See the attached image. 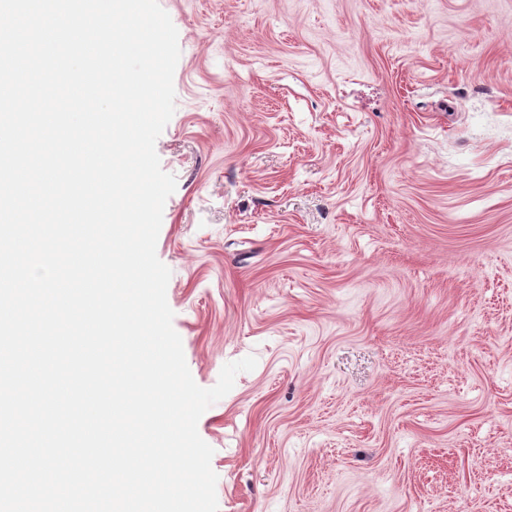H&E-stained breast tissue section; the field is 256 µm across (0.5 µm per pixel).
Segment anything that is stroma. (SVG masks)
<instances>
[{
    "label": "stroma",
    "mask_w": 512,
    "mask_h": 512,
    "mask_svg": "<svg viewBox=\"0 0 512 512\" xmlns=\"http://www.w3.org/2000/svg\"><path fill=\"white\" fill-rule=\"evenodd\" d=\"M159 4L218 512H512V0Z\"/></svg>",
    "instance_id": "obj_1"
}]
</instances>
